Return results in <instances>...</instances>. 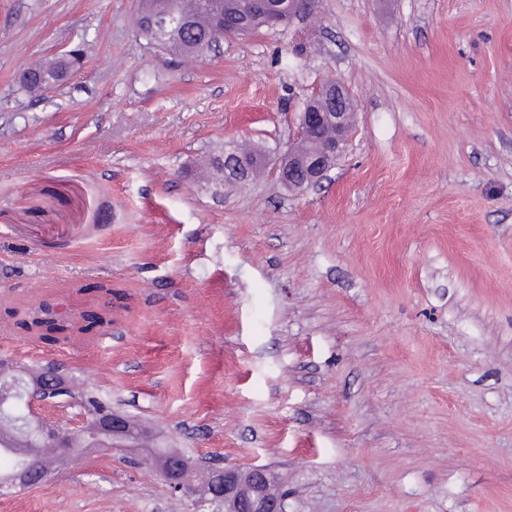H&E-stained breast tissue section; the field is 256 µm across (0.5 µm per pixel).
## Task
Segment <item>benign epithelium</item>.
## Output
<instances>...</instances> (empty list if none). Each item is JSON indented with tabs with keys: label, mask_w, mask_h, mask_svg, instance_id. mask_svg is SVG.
<instances>
[{
	"label": "benign epithelium",
	"mask_w": 512,
	"mask_h": 512,
	"mask_svg": "<svg viewBox=\"0 0 512 512\" xmlns=\"http://www.w3.org/2000/svg\"><path fill=\"white\" fill-rule=\"evenodd\" d=\"M308 9V0H289L284 7L269 0H246L237 14L217 17L215 45H220L226 38L242 35L251 13H265L269 27L277 28ZM319 99L328 100L330 108H320ZM346 103L345 89L335 81L322 84L304 103L294 141L323 137L324 146L318 153L300 154L294 145L277 158L273 173L285 188L313 189L328 179V173L345 151L353 125L354 113L345 111ZM253 162L268 165L265 155L251 157L239 144L226 146L224 163L232 167V172L224 173V185L245 184ZM26 391L27 413L17 420L19 429L13 434L21 442L33 434L41 442L50 444L57 453L74 458L92 448L137 453L173 491L190 497L198 507L215 505L224 508V512H287L285 498L271 490L276 474L269 467L224 468L203 460H191L175 448H143L139 433L125 416L107 408L93 409L87 394L77 390L66 373L53 364L40 368ZM49 404L80 406L79 424L70 428V433L85 436L84 447H73L66 434L42 416L41 408ZM50 469L45 458L24 460L11 474L12 484L28 487L33 481L43 479Z\"/></svg>",
	"instance_id": "7a95c632"
}]
</instances>
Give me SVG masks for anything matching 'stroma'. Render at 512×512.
Returning <instances> with one entry per match:
<instances>
[{
	"instance_id": "35a3bbf8",
	"label": "stroma",
	"mask_w": 512,
	"mask_h": 512,
	"mask_svg": "<svg viewBox=\"0 0 512 512\" xmlns=\"http://www.w3.org/2000/svg\"><path fill=\"white\" fill-rule=\"evenodd\" d=\"M138 7L0 0V361L61 363L191 459L271 467L287 512H512V0H313L196 62ZM329 79L356 111L328 180L214 192L209 154L274 155ZM43 302L66 343L15 328ZM0 512L196 509L115 450ZM66 64L62 60L55 61L53 64L45 67H35L28 70V77L25 80L24 87L31 94H39L52 83L60 81L65 73Z\"/></svg>"
}]
</instances>
